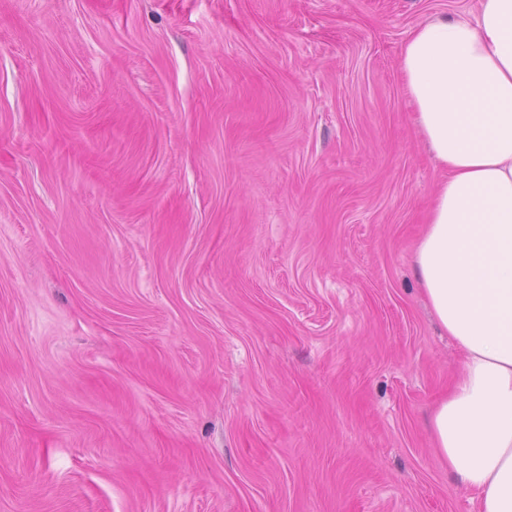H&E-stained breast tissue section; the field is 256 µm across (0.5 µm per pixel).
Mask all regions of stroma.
Returning a JSON list of instances; mask_svg holds the SVG:
<instances>
[{
    "label": "stroma",
    "instance_id": "obj_1",
    "mask_svg": "<svg viewBox=\"0 0 512 512\" xmlns=\"http://www.w3.org/2000/svg\"><path fill=\"white\" fill-rule=\"evenodd\" d=\"M475 7L0 0V512H476L398 70Z\"/></svg>",
    "mask_w": 512,
    "mask_h": 512
}]
</instances>
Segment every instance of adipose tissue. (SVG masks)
Returning <instances> with one entry per match:
<instances>
[{"label": "adipose tissue", "instance_id": "obj_1", "mask_svg": "<svg viewBox=\"0 0 512 512\" xmlns=\"http://www.w3.org/2000/svg\"><path fill=\"white\" fill-rule=\"evenodd\" d=\"M399 69L444 171L414 253L460 354L429 418L433 446L478 512H512V0L418 24Z\"/></svg>", "mask_w": 512, "mask_h": 512}]
</instances>
